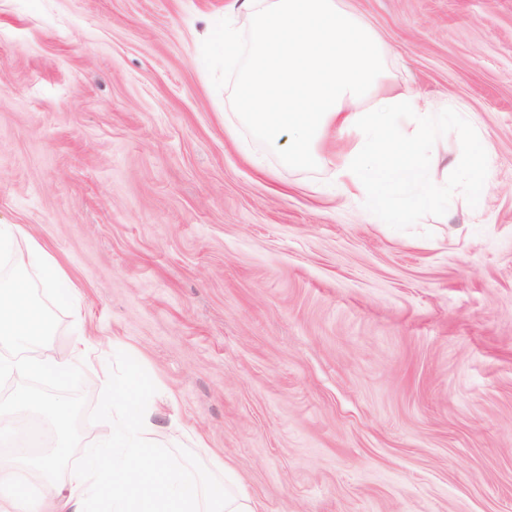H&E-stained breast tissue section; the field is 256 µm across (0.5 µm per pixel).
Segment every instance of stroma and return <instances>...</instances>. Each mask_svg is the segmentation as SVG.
Wrapping results in <instances>:
<instances>
[{"label": "stroma", "instance_id": "obj_1", "mask_svg": "<svg viewBox=\"0 0 512 512\" xmlns=\"http://www.w3.org/2000/svg\"><path fill=\"white\" fill-rule=\"evenodd\" d=\"M230 0H0V224L66 275L79 335L157 387L262 512H512V0H348L382 88L452 98L491 149L385 224L235 118L199 43Z\"/></svg>", "mask_w": 512, "mask_h": 512}]
</instances>
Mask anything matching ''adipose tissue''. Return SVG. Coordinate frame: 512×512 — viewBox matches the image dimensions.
Here are the masks:
<instances>
[{"mask_svg":"<svg viewBox=\"0 0 512 512\" xmlns=\"http://www.w3.org/2000/svg\"><path fill=\"white\" fill-rule=\"evenodd\" d=\"M205 45L237 71V114L284 166H324L322 138H347L331 164L336 190L407 224L451 192L427 152L453 127L462 141L450 165L474 199L483 197L488 150L471 113L376 92L388 49L340 0H233Z\"/></svg>","mask_w":512,"mask_h":512,"instance_id":"adipose-tissue-1","label":"adipose tissue"}]
</instances>
